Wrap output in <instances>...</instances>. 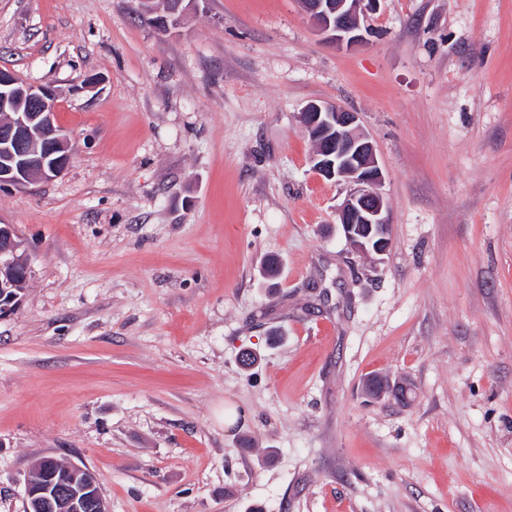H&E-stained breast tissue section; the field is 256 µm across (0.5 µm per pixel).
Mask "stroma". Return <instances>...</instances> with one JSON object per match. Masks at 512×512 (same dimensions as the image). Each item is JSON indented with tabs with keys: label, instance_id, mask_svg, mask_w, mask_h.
I'll return each mask as SVG.
<instances>
[{
	"label": "stroma",
	"instance_id": "obj_1",
	"mask_svg": "<svg viewBox=\"0 0 512 512\" xmlns=\"http://www.w3.org/2000/svg\"><path fill=\"white\" fill-rule=\"evenodd\" d=\"M136 13L0 0V69L55 90L70 144L0 191L32 265L0 316V512L46 456L109 512H512V0H382L352 48L299 0ZM312 101L376 148L384 255L311 168Z\"/></svg>",
	"mask_w": 512,
	"mask_h": 512
}]
</instances>
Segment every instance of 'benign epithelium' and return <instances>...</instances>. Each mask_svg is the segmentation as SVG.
<instances>
[{
    "instance_id": "1",
    "label": "benign epithelium",
    "mask_w": 512,
    "mask_h": 512,
    "mask_svg": "<svg viewBox=\"0 0 512 512\" xmlns=\"http://www.w3.org/2000/svg\"><path fill=\"white\" fill-rule=\"evenodd\" d=\"M379 0H303L312 25L338 45L364 41L360 17L376 10ZM55 92L23 82L0 70V143L11 150L17 165L0 169V187L23 189L33 181L59 176L69 161V142L55 122ZM358 113L343 106L312 102L301 112V123L315 143L312 168L323 178L353 186L338 211L346 240L361 253L383 255L390 245L386 201L379 191L384 172L374 145L358 124ZM27 280L31 263L10 224L0 225V273ZM26 512H108L102 493L87 502L66 486L54 494L36 491L25 483Z\"/></svg>"
}]
</instances>
